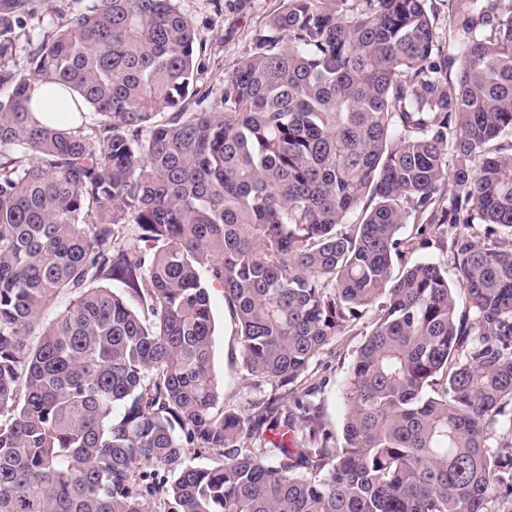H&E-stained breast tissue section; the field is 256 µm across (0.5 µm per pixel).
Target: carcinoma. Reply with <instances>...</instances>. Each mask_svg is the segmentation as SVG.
<instances>
[{
	"label": "carcinoma",
	"instance_id": "obj_1",
	"mask_svg": "<svg viewBox=\"0 0 512 512\" xmlns=\"http://www.w3.org/2000/svg\"><path fill=\"white\" fill-rule=\"evenodd\" d=\"M26 6L0 0V512H512V0H286L222 112L190 109L175 0H91L18 66ZM37 83L77 114L37 120ZM209 282L275 384L246 412ZM369 308L333 446L281 403ZM210 300L214 317L212 369L222 386L224 406L247 411L252 403L274 393V384L257 381L248 374L224 303L223 288L218 284L211 287Z\"/></svg>",
	"mask_w": 512,
	"mask_h": 512
}]
</instances>
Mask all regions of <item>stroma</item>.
Returning a JSON list of instances; mask_svg holds the SVG:
<instances>
[{"label":"stroma","instance_id":"obj_1","mask_svg":"<svg viewBox=\"0 0 512 512\" xmlns=\"http://www.w3.org/2000/svg\"><path fill=\"white\" fill-rule=\"evenodd\" d=\"M176 5L194 25L201 43L197 86L205 99L204 106L223 110L225 76L250 52L254 31L281 11L283 0H176ZM82 6V0H29L16 29L15 63L24 64L30 41L66 25ZM210 300L214 317L212 369L222 386L225 406L244 410L267 398L274 386L248 374L221 286H212ZM374 319V311L364 312L309 366L307 378L315 388L313 399L321 408L326 429L333 435H340L344 422L343 392L351 361Z\"/></svg>","mask_w":512,"mask_h":512}]
</instances>
